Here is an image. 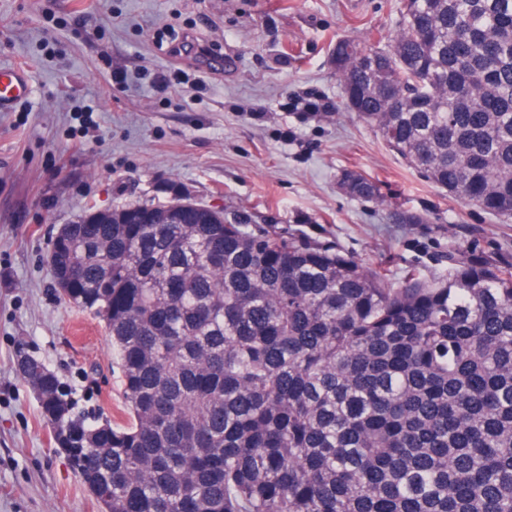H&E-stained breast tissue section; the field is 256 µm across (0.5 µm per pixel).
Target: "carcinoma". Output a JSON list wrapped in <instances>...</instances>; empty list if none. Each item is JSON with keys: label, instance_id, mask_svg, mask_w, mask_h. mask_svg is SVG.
I'll return each mask as SVG.
<instances>
[{"label": "carcinoma", "instance_id": "cac0c4a2", "mask_svg": "<svg viewBox=\"0 0 512 512\" xmlns=\"http://www.w3.org/2000/svg\"><path fill=\"white\" fill-rule=\"evenodd\" d=\"M347 108L418 172L512 220V0H404L333 47ZM360 201L379 185L345 170ZM91 208L47 265L105 323L127 421L17 357L104 512H512V266L450 256L396 287L328 245Z\"/></svg>", "mask_w": 512, "mask_h": 512}]
</instances>
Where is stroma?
<instances>
[{
  "instance_id": "1",
  "label": "stroma",
  "mask_w": 512,
  "mask_h": 512,
  "mask_svg": "<svg viewBox=\"0 0 512 512\" xmlns=\"http://www.w3.org/2000/svg\"><path fill=\"white\" fill-rule=\"evenodd\" d=\"M402 0H0V67L29 95L0 110V512H101L55 448L17 351L80 407L124 423L103 322L65 304L45 263L84 210L183 199L230 223L325 243L398 285L446 276L448 256L512 263V223L423 178L349 112L337 39L386 45ZM207 54H199V47ZM315 94L329 112L306 111ZM375 180L382 202L339 177ZM422 224H397L396 210ZM342 186L352 198L360 201H377L380 199L379 185L353 170H344L341 174Z\"/></svg>"
}]
</instances>
